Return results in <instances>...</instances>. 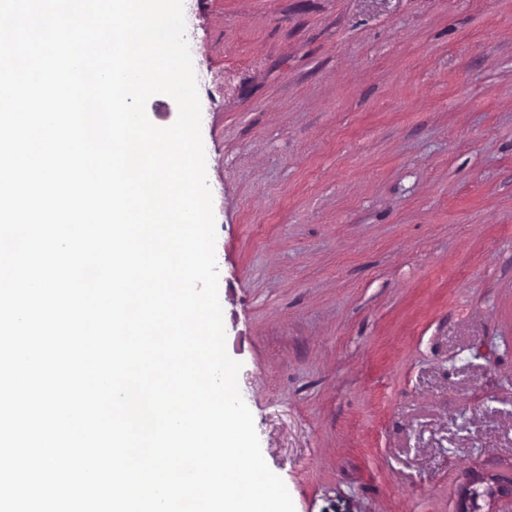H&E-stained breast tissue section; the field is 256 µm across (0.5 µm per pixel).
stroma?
I'll use <instances>...</instances> for the list:
<instances>
[{
	"label": "stroma",
	"mask_w": 512,
	"mask_h": 512,
	"mask_svg": "<svg viewBox=\"0 0 512 512\" xmlns=\"http://www.w3.org/2000/svg\"><path fill=\"white\" fill-rule=\"evenodd\" d=\"M226 347L294 512H512V0H184Z\"/></svg>",
	"instance_id": "obj_1"
}]
</instances>
